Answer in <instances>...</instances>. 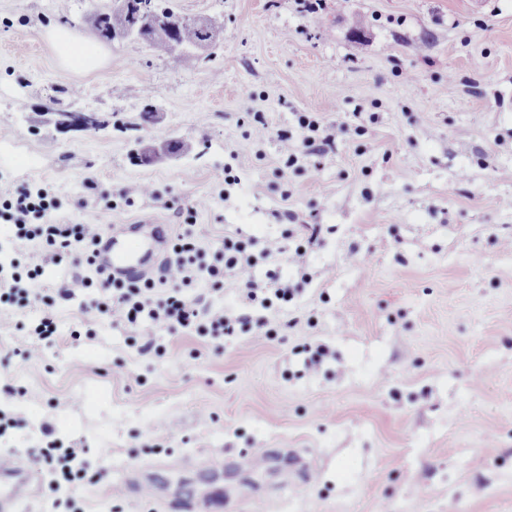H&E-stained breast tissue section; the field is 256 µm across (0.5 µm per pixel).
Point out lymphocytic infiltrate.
I'll return each instance as SVG.
<instances>
[{
  "instance_id": "1",
  "label": "lymphocytic infiltrate",
  "mask_w": 512,
  "mask_h": 512,
  "mask_svg": "<svg viewBox=\"0 0 512 512\" xmlns=\"http://www.w3.org/2000/svg\"><path fill=\"white\" fill-rule=\"evenodd\" d=\"M61 202L45 188L14 191L0 186V218L12 224L10 237L0 241V323L12 321L19 301H42L43 308L32 328L35 344L22 352L24 361L33 362L43 356L42 344L58 334V324L52 303L43 302L40 289L22 286L16 272L14 258L16 245L21 241L39 240L48 251L53 264H61L73 253L93 259L99 244L100 225L56 224L52 214ZM224 264L217 267L205 264L197 237L190 229L179 231L171 241V254L166 259L159 280L120 281L98 275L97 279L81 278L73 282V289L96 287L92 302L100 318L110 325L136 327L141 320H148L157 330L170 334L196 332L203 335L233 337L255 327L258 335L273 336L274 331L265 319L250 321L248 316H227L223 306H200L198 300L189 298L188 288L199 282L210 284L213 292L224 290V274L232 270L246 271L258 260L287 254L290 263L300 266L305 262L306 249L296 246L287 250L278 239L257 240L234 234L225 235L221 242ZM295 297V291L282 283L276 274H269L265 283L246 280L240 294L243 307L267 310L286 307ZM36 463L49 475L62 478L66 484L62 504L65 512H77L76 491L86 476L102 480L104 471L88 473L76 448L43 449Z\"/></svg>"
}]
</instances>
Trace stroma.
Returning a JSON list of instances; mask_svg holds the SVG:
<instances>
[{
    "label": "stroma",
    "instance_id": "obj_1",
    "mask_svg": "<svg viewBox=\"0 0 512 512\" xmlns=\"http://www.w3.org/2000/svg\"><path fill=\"white\" fill-rule=\"evenodd\" d=\"M109 3L0 0V184L51 186L59 224L175 228L208 198L193 231L217 266L227 233H319L303 266L283 254L227 272L221 294L194 288L234 316L244 279L277 270L298 294L253 310L277 329L271 340L111 326L83 312L93 290L63 295L89 276L83 262L57 266L20 242V272L45 269L59 334L27 362L37 310L0 324V411L17 421L0 448L85 449L107 477L80 484L81 512H182V500L209 512L215 458L236 489L223 512H512V0H326L315 19L295 0H172L218 28L195 68L133 39L101 44L111 69L61 66L45 27L99 44L82 15ZM61 111L101 126L58 127ZM303 112L336 139L288 167L276 135L302 140ZM154 140L174 153L142 163ZM91 180L154 193L107 211ZM258 448L264 469L231 468ZM292 451L313 467L298 492L280 485ZM135 471L158 494L112 495Z\"/></svg>",
    "mask_w": 512,
    "mask_h": 512
}]
</instances>
